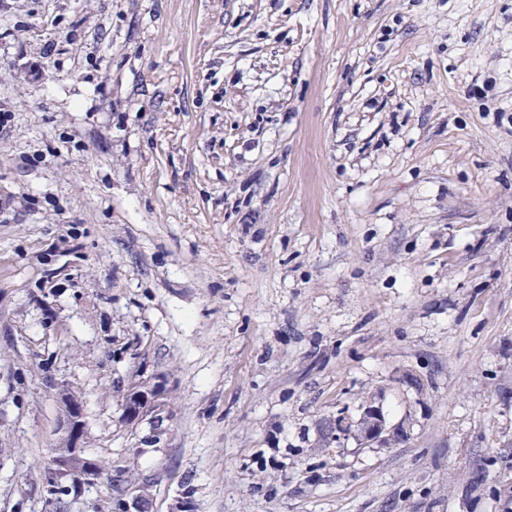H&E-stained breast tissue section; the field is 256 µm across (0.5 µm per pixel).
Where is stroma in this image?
Wrapping results in <instances>:
<instances>
[{"label": "stroma", "mask_w": 512, "mask_h": 512, "mask_svg": "<svg viewBox=\"0 0 512 512\" xmlns=\"http://www.w3.org/2000/svg\"><path fill=\"white\" fill-rule=\"evenodd\" d=\"M8 2L0 512H56L66 395L103 467L67 512L113 479L148 512H496L512 0ZM154 375L161 425L126 422ZM167 390V380L161 376L132 382L122 403L123 417L129 421H142L149 416L158 419ZM359 430L366 443L378 441L386 431V421L378 407L369 405L360 419Z\"/></svg>", "instance_id": "obj_1"}]
</instances>
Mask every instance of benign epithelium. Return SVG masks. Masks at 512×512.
Returning <instances> with one entry per match:
<instances>
[{"label": "benign epithelium", "mask_w": 512, "mask_h": 512, "mask_svg": "<svg viewBox=\"0 0 512 512\" xmlns=\"http://www.w3.org/2000/svg\"><path fill=\"white\" fill-rule=\"evenodd\" d=\"M166 394L167 380L161 376L131 383L122 403L123 417L129 421L158 418ZM61 430L64 433L63 441L53 449L50 458L53 478H64L78 485L98 482L102 477V467L98 460L85 454L81 445L83 413L68 398L64 401ZM359 430L365 442L379 440L386 431V421L381 410L372 405L367 406L360 419Z\"/></svg>", "instance_id": "1"}]
</instances>
